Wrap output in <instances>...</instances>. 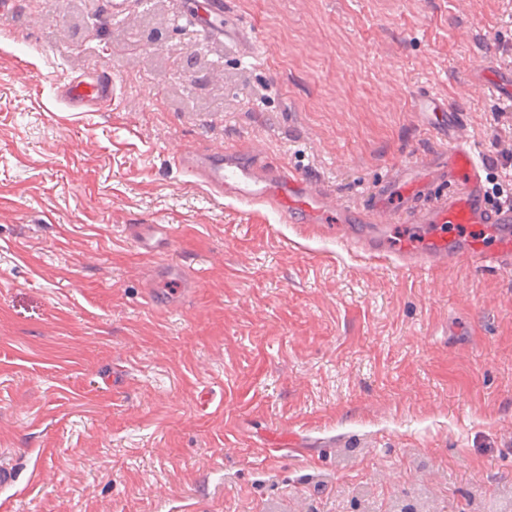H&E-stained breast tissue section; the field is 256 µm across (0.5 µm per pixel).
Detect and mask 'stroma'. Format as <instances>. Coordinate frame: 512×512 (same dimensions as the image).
Listing matches in <instances>:
<instances>
[{"label":"stroma","mask_w":512,"mask_h":512,"mask_svg":"<svg viewBox=\"0 0 512 512\" xmlns=\"http://www.w3.org/2000/svg\"><path fill=\"white\" fill-rule=\"evenodd\" d=\"M244 57L172 0L88 17L131 52L81 50L65 0L0 10V462L9 512H512V272L416 271L210 195L174 155L246 143L354 208L446 144L414 92L457 105L489 160L512 112L465 95L512 69V0H226ZM223 46L219 104L170 57ZM105 65L108 112L57 80ZM196 100L182 109L172 86ZM171 228L148 255L132 236ZM172 260L195 288L158 279Z\"/></svg>","instance_id":"obj_1"}]
</instances>
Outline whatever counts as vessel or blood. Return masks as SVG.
<instances>
[{"label":"vessel or blood","mask_w":512,"mask_h":512,"mask_svg":"<svg viewBox=\"0 0 512 512\" xmlns=\"http://www.w3.org/2000/svg\"><path fill=\"white\" fill-rule=\"evenodd\" d=\"M208 22L212 29L223 31L225 39L238 43L245 56L256 55L257 38L230 24L224 0H212ZM54 88L61 104L81 112L104 109L116 92L111 73L96 67L56 82ZM470 89L492 91L512 103V71L484 64L472 76ZM411 110L447 145L443 169L426 171L399 185L390 179L382 181L370 203L356 210L310 177L272 165L252 149L227 145L206 153L184 152L176 161L211 195L271 207L289 224L345 225V241L351 248L391 253L405 267L422 270L463 259L480 269L511 271L512 205L487 203L486 162L464 134L463 112L426 92L413 97ZM389 224H413L428 228L429 233L421 247L393 250L385 234ZM472 224L487 226L494 244L458 236V228Z\"/></svg>","instance_id":"obj_1"}]
</instances>
